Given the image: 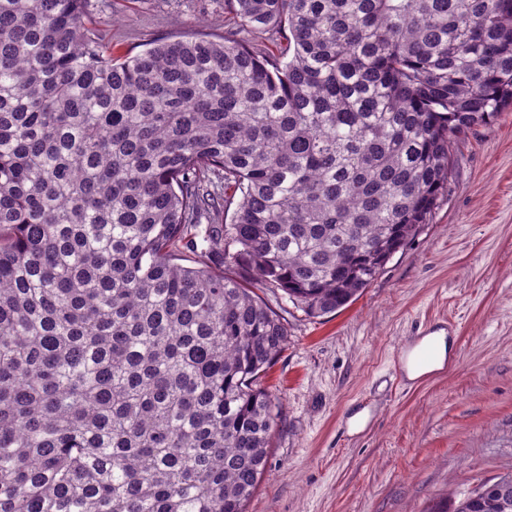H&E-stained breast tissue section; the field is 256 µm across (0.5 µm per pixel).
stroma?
<instances>
[{
  "label": "stroma",
  "instance_id": "obj_1",
  "mask_svg": "<svg viewBox=\"0 0 512 512\" xmlns=\"http://www.w3.org/2000/svg\"><path fill=\"white\" fill-rule=\"evenodd\" d=\"M115 51L224 32V0H90ZM288 324L260 385L276 402L267 469L247 512H427L512 473V108L462 136L430 224L351 303ZM434 327L452 367L407 381L406 344ZM367 412L360 431L350 419Z\"/></svg>",
  "mask_w": 512,
  "mask_h": 512
}]
</instances>
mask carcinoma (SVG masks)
Returning a JSON list of instances; mask_svg holds the SVG:
<instances>
[{"label": "carcinoma", "instance_id": "1", "mask_svg": "<svg viewBox=\"0 0 512 512\" xmlns=\"http://www.w3.org/2000/svg\"><path fill=\"white\" fill-rule=\"evenodd\" d=\"M510 105L512 0H224L135 55L0 0V512H246L288 345L252 282L348 304ZM479 487L428 512H512Z\"/></svg>", "mask_w": 512, "mask_h": 512}]
</instances>
